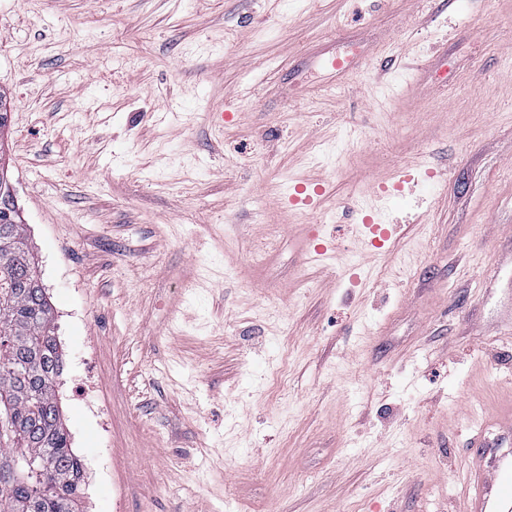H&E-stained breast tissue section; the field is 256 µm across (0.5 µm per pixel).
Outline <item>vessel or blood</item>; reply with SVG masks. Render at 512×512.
<instances>
[{"label":"vessel or blood","instance_id":"b4317fda","mask_svg":"<svg viewBox=\"0 0 512 512\" xmlns=\"http://www.w3.org/2000/svg\"><path fill=\"white\" fill-rule=\"evenodd\" d=\"M330 194L328 183L311 187L301 183L294 186L289 203L308 205L313 199L323 200ZM357 231L374 254L385 250L393 234L392 229L381 224H361ZM304 244L314 259L329 258L320 225H305ZM471 440L474 450L466 459L459 512H512V416L482 421Z\"/></svg>","mask_w":512,"mask_h":512}]
</instances>
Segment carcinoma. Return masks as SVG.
<instances>
[{
	"label": "carcinoma",
	"mask_w": 512,
	"mask_h": 512,
	"mask_svg": "<svg viewBox=\"0 0 512 512\" xmlns=\"http://www.w3.org/2000/svg\"><path fill=\"white\" fill-rule=\"evenodd\" d=\"M63 354L15 207L0 203V512H82L86 463L56 397ZM25 455L40 471H21Z\"/></svg>",
	"instance_id": "1"
}]
</instances>
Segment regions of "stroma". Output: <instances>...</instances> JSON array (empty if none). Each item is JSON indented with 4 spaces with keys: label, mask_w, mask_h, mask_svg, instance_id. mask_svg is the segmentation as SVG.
Instances as JSON below:
<instances>
[{
    "label": "stroma",
    "mask_w": 512,
    "mask_h": 512,
    "mask_svg": "<svg viewBox=\"0 0 512 512\" xmlns=\"http://www.w3.org/2000/svg\"><path fill=\"white\" fill-rule=\"evenodd\" d=\"M0 90L83 512H456L512 403V0H0ZM369 222V219H365V224H358L357 231L362 243L368 246L372 254H376L386 249V243L396 232V228L389 229L383 224H367ZM304 244L306 252L309 256H313L315 260L333 258L329 246L324 242L321 235V227L319 224H306L304 227Z\"/></svg>",
    "instance_id": "obj_1"
}]
</instances>
